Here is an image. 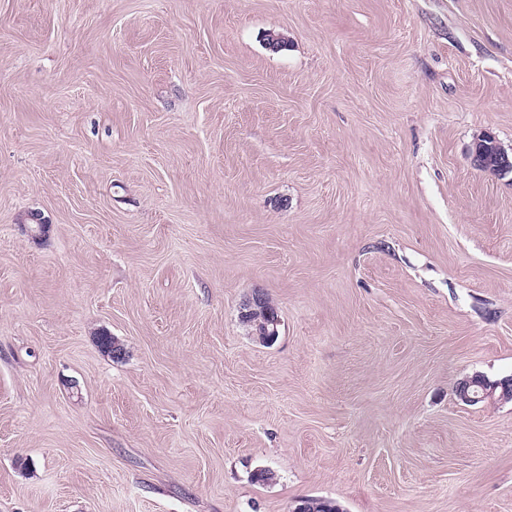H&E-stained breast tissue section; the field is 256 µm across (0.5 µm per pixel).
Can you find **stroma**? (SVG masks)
<instances>
[{
	"label": "stroma",
	"mask_w": 512,
	"mask_h": 512,
	"mask_svg": "<svg viewBox=\"0 0 512 512\" xmlns=\"http://www.w3.org/2000/svg\"><path fill=\"white\" fill-rule=\"evenodd\" d=\"M486 132L512 0H0V512H512ZM270 305L263 295H256L240 312L241 321L252 328V336L264 344H270L277 338L278 327L281 325L277 311ZM498 388L501 389V392L499 396H496V391ZM456 393L463 403L469 405H474L485 401L491 402L498 399L511 400L512 378L496 383H491L487 381L482 375L475 374L459 382Z\"/></svg>",
	"instance_id": "35a3bbf8"
}]
</instances>
